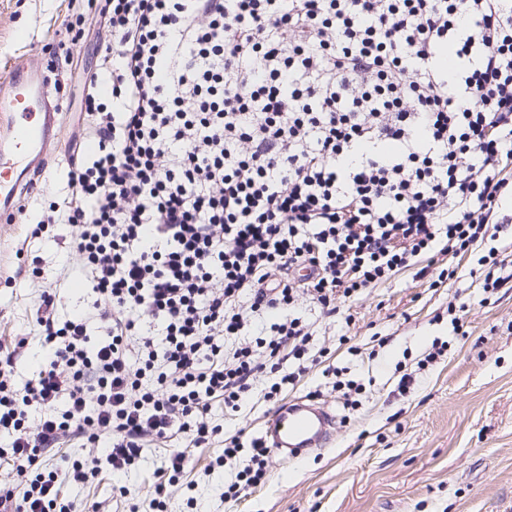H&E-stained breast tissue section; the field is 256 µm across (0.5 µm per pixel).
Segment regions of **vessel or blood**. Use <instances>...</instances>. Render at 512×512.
<instances>
[{"instance_id": "1", "label": "vessel or blood", "mask_w": 512, "mask_h": 512, "mask_svg": "<svg viewBox=\"0 0 512 512\" xmlns=\"http://www.w3.org/2000/svg\"><path fill=\"white\" fill-rule=\"evenodd\" d=\"M59 107L50 105L42 73L13 72L0 93V219L15 215L20 188L42 161L57 131ZM336 416L304 397L284 403L266 424L263 439L282 459L293 460L324 447Z\"/></svg>"}]
</instances>
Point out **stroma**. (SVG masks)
I'll return each mask as SVG.
<instances>
[{"instance_id": "35a3bbf8", "label": "stroma", "mask_w": 512, "mask_h": 512, "mask_svg": "<svg viewBox=\"0 0 512 512\" xmlns=\"http://www.w3.org/2000/svg\"><path fill=\"white\" fill-rule=\"evenodd\" d=\"M67 14L68 0H0V86L16 63L47 66L45 46ZM85 27L89 36L74 47V62L64 72L60 134L47 149L45 170L24 197L23 212L0 221V345L28 339L16 361L21 380L39 367L34 315L44 286L58 285L62 315L93 300L75 271L70 227L58 224L42 237L30 235L49 202L64 195V153L83 136L84 73L95 66L104 37L96 16L87 15ZM487 252L483 246L456 258L453 280L436 282L439 259H423L347 301L355 317V354L339 344L319 309L307 307L322 362L295 386L284 387L280 399L312 395L328 406L336 422L326 447L288 462L271 456L264 484L229 502L224 487L234 481L236 467L213 468L216 446L189 449L190 467L178 485L168 487L166 512H512V267L501 271L508 279L504 288L483 292L469 271ZM36 260L42 267L38 279L31 276ZM457 298L466 304L459 331L448 312ZM441 342L448 345L444 356L424 364L425 354ZM407 371L416 380L404 394L398 381ZM340 375L364 383L356 406L345 405L334 390ZM268 384L258 380L238 413L213 404L211 425L227 436L241 429L261 436L274 410L265 398ZM169 451L163 444L143 450L126 478L139 492L136 500L117 497L106 474L91 484H65L63 492L78 504L98 501L104 512H129L134 503L139 512H149ZM190 498L195 507H187Z\"/></svg>"}]
</instances>
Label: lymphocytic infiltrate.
Wrapping results in <instances>:
<instances>
[{
    "label": "lymphocytic infiltrate",
    "instance_id": "lymphocytic-infiltrate-1",
    "mask_svg": "<svg viewBox=\"0 0 512 512\" xmlns=\"http://www.w3.org/2000/svg\"><path fill=\"white\" fill-rule=\"evenodd\" d=\"M53 55L72 64L93 13L109 40L84 81L92 152L32 236L74 231L96 296L61 320L44 294L45 357L15 379L27 345L0 347V512H74L62 493L134 469L180 439L151 500L188 468L187 448L243 461L232 501L261 485L271 450L222 438L213 400L238 411L318 362L316 305L385 283L431 252L456 257L512 216V0H69ZM458 61L437 66L440 50ZM277 314L267 334L250 317ZM104 339L91 342L89 322ZM161 326L162 339L151 328ZM96 456L47 468L62 441Z\"/></svg>",
    "mask_w": 512,
    "mask_h": 512
}]
</instances>
